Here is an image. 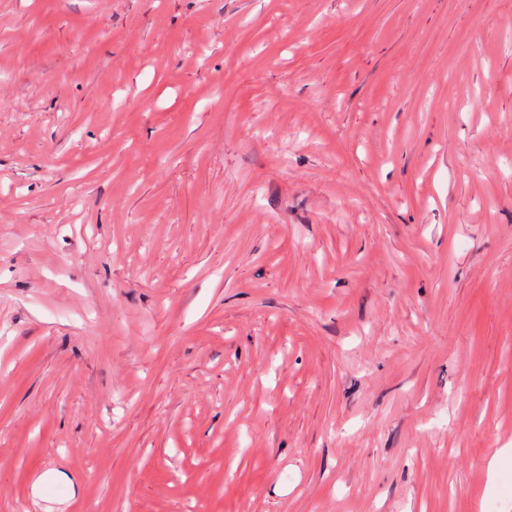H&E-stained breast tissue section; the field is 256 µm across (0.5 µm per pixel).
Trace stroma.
I'll list each match as a JSON object with an SVG mask.
<instances>
[{
	"label": "stroma",
	"instance_id": "stroma-1",
	"mask_svg": "<svg viewBox=\"0 0 512 512\" xmlns=\"http://www.w3.org/2000/svg\"><path fill=\"white\" fill-rule=\"evenodd\" d=\"M0 512H512V0H0Z\"/></svg>",
	"mask_w": 512,
	"mask_h": 512
}]
</instances>
